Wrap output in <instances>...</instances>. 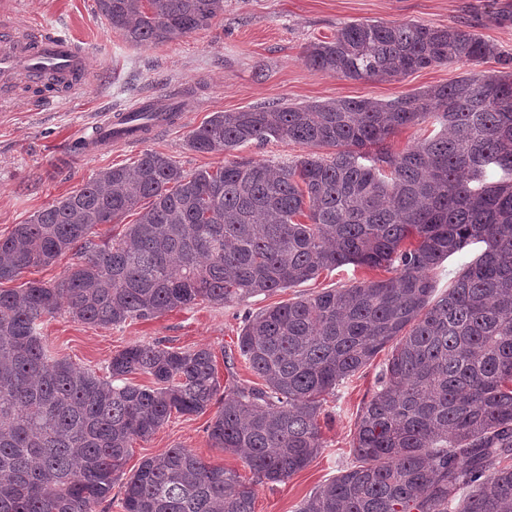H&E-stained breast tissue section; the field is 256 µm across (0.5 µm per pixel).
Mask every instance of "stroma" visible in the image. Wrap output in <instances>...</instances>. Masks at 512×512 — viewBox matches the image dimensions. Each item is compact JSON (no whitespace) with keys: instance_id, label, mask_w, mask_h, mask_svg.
<instances>
[{"instance_id":"35a3bbf8","label":"stroma","mask_w":512,"mask_h":512,"mask_svg":"<svg viewBox=\"0 0 512 512\" xmlns=\"http://www.w3.org/2000/svg\"><path fill=\"white\" fill-rule=\"evenodd\" d=\"M5 17L18 23L46 22L66 28L86 57L87 85L62 103L32 108V92L14 87L0 98V235L24 223L56 198L81 188L112 166H130L147 151L170 156L185 172L222 164L224 155L201 154L186 145L189 132L213 113L237 112L272 103L305 105L344 98L383 102L476 72L499 68L488 59L471 67L450 62L393 81H351L316 71L304 61L311 42L327 40L352 21H414L448 26L478 20L483 38L512 54V24L491 22V7L512 0H224L209 28L156 47H137L112 31L96 12L95 0H6ZM178 102L173 123L154 127L145 139L106 151L73 156L71 146L91 136L107 113L144 101ZM376 270L346 265L270 295L224 305L202 302L149 320L98 327L78 322L66 311L49 318L43 334L55 356L105 375L113 354L134 343H158L180 350L210 348L224 386H253L259 379L238 354L237 336L247 316L313 295L379 278ZM381 350L369 365L339 386L322 408L324 447L304 469L282 483L255 481L235 454L213 447L207 433L211 413L172 415L151 437L137 442L125 465L167 448L191 449L205 463L235 471L255 492V512H298L302 501L354 464L357 416L376 386L388 358Z\"/></svg>"}]
</instances>
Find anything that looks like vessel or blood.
I'll list each match as a JSON object with an SVG mask.
<instances>
[{"mask_svg": "<svg viewBox=\"0 0 512 512\" xmlns=\"http://www.w3.org/2000/svg\"><path fill=\"white\" fill-rule=\"evenodd\" d=\"M55 78L76 92L86 82L84 56L63 30L30 24H0V92L8 93L18 81L40 85ZM131 122L128 113L110 114L98 133L99 139L124 142Z\"/></svg>", "mask_w": 512, "mask_h": 512, "instance_id": "b4317fda", "label": "vessel or blood"}]
</instances>
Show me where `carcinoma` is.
Instances as JSON below:
<instances>
[{"mask_svg":"<svg viewBox=\"0 0 512 512\" xmlns=\"http://www.w3.org/2000/svg\"><path fill=\"white\" fill-rule=\"evenodd\" d=\"M96 6L126 42L158 46L210 26L224 0ZM496 57L468 23L351 22L304 50L313 69L352 81ZM503 65L388 102L216 112L189 133V149L229 154L275 139L331 154L232 160L189 174L147 151L0 237V512H94L118 481L123 512H254L251 486L188 448L147 457L126 479L123 465L172 413L216 404L207 428L214 446L259 480L283 482L323 448L325 396L388 345L356 422L358 464L298 512H509L512 56ZM136 117L148 131L173 108L152 104ZM426 122L439 130L389 149L400 129ZM132 210L138 219L119 239L92 240L97 226ZM475 243L483 252L434 297L432 273ZM70 251L78 261L59 282L2 287ZM349 264L392 277L246 319L237 346L260 387L223 389L211 350L159 344L125 347L101 378L52 355L42 336L63 303L80 322L118 326L270 294ZM136 374L151 384L129 381Z\"/></svg>","mask_w":512,"mask_h":512,"instance_id":"1","label":"carcinoma"}]
</instances>
